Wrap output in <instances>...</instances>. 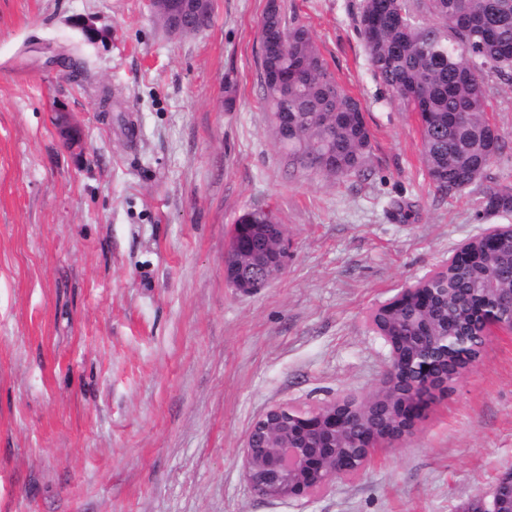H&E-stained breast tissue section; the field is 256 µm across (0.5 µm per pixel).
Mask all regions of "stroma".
Returning a JSON list of instances; mask_svg holds the SVG:
<instances>
[{
	"mask_svg": "<svg viewBox=\"0 0 512 512\" xmlns=\"http://www.w3.org/2000/svg\"><path fill=\"white\" fill-rule=\"evenodd\" d=\"M266 4L212 0L210 26L178 35L148 0H0V512H489L512 469V339L495 337L364 471L301 500L248 486L261 414L373 393L372 310L512 225L479 212L512 186V86L489 81L504 149L471 191L437 193L415 115L373 75L363 0H279L372 133L364 176L288 170L261 99ZM257 207L288 260L242 291L224 254ZM56 112V125L61 140L70 148L78 146L81 141V135L78 129L70 121L67 111L60 109Z\"/></svg>",
	"mask_w": 512,
	"mask_h": 512,
	"instance_id": "1",
	"label": "stroma"
}]
</instances>
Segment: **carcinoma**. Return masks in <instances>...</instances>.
I'll return each instance as SVG.
<instances>
[{
  "mask_svg": "<svg viewBox=\"0 0 512 512\" xmlns=\"http://www.w3.org/2000/svg\"><path fill=\"white\" fill-rule=\"evenodd\" d=\"M286 47L260 57L263 99L277 116L279 104L270 76L297 68L301 83L288 89V134L282 154L293 169L328 178L364 174L371 132L360 102L333 79L310 30L278 15ZM359 34L375 77L391 100L417 116L422 154L436 191L469 190L504 147L501 134L485 135L491 108L488 78L512 85V0H365ZM481 212L512 213V187L482 191ZM238 224H264L265 235L236 237L266 265L275 259L268 240L278 225L261 208L244 212ZM512 288V261H490L480 271L448 265V280L430 279L423 288H476L485 276Z\"/></svg>",
  "mask_w": 512,
  "mask_h": 512,
  "instance_id": "carcinoma-1",
  "label": "carcinoma"
}]
</instances>
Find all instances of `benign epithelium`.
Instances as JSON below:
<instances>
[{
	"label": "benign epithelium",
	"instance_id": "1",
	"mask_svg": "<svg viewBox=\"0 0 512 512\" xmlns=\"http://www.w3.org/2000/svg\"><path fill=\"white\" fill-rule=\"evenodd\" d=\"M212 0H150L153 13L173 22L172 32L187 30L188 12L206 13ZM63 143L74 148L81 135L67 111L56 113ZM512 238L511 225H494L482 238L489 250L469 259L485 264ZM233 287L249 291L268 284L283 272L281 263L254 267L239 260ZM476 314L479 329H457L450 308ZM374 330L388 346V362L378 388L369 396L342 398L311 409L275 406L249 429L241 448L244 477L251 489L267 498L299 500L324 489L338 478L365 470L377 454L402 440L429 405L428 397L445 392L479 361L486 343L512 335V289L498 287L494 278L478 288H412L401 290L370 315ZM350 463L342 450L359 437ZM491 512H512V470L493 491Z\"/></svg>",
	"mask_w": 512,
	"mask_h": 512
}]
</instances>
